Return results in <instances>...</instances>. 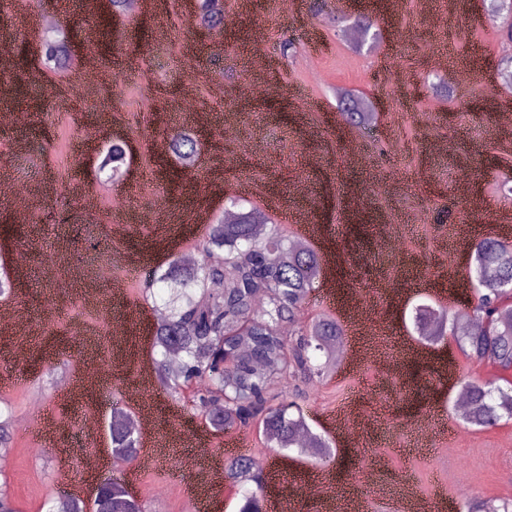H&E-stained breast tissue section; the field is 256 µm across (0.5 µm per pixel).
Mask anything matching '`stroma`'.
<instances>
[{
    "mask_svg": "<svg viewBox=\"0 0 512 512\" xmlns=\"http://www.w3.org/2000/svg\"><path fill=\"white\" fill-rule=\"evenodd\" d=\"M59 0H28L31 23L15 27L14 0H0V42L13 47L14 87L38 106L24 125L0 124V176L26 184L27 216L0 195V263L21 269L23 286L0 305L19 310L29 333L0 326V409L10 411L14 442L0 487L17 512H47L51 499L86 494L103 477L124 481L143 512H238L241 490L224 483L227 439L265 465L266 498L280 512H456L471 499L512 500V420L491 428L465 424L454 396L472 382L497 378L457 347L453 336L421 340L419 305L456 314L472 304L465 254L445 241L499 235L512 218V155L498 145L497 113L512 105V15L494 13L490 0H297L284 13L277 0H249L234 36L206 39L182 0L159 13L110 16L108 0L89 9L77 0L61 25L76 42L109 28L112 61L87 87L72 69L47 71L39 53L36 17ZM295 50L282 56L279 44ZM450 55L456 80L433 66L423 48ZM266 56V90L254 95L250 58ZM355 97L372 118L345 124L342 96ZM211 114L201 129L194 169L153 144L184 128L187 98ZM238 134L226 141V121ZM123 137L129 176L115 184L126 220L114 221L95 148ZM179 173L176 185L158 178L159 163ZM168 199L158 226L137 223L157 195ZM238 197L285 212L301 206L320 227L324 249L344 285L334 308L320 293L301 312L304 324L352 310L359 333L345 336L355 351L324 381L282 379L284 398L297 400L314 433L329 438L334 458L319 464L297 449L264 444L251 424L214 432L192 408L196 387L174 397L160 387L142 406L151 424L139 452L118 462L107 450L113 406L127 407L125 387L142 382L155 365L154 312L165 292L145 295L148 273L191 250L213 215ZM113 368L103 384L57 389L78 379L86 361ZM53 402L57 425L50 441L41 403ZM359 416L345 434L338 411ZM104 458L87 472V457ZM321 474L331 498L309 496Z\"/></svg>",
    "mask_w": 512,
    "mask_h": 512,
    "instance_id": "obj_1",
    "label": "stroma"
}]
</instances>
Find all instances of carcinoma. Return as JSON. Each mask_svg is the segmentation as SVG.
Masks as SVG:
<instances>
[{
	"label": "carcinoma",
	"mask_w": 512,
	"mask_h": 512,
	"mask_svg": "<svg viewBox=\"0 0 512 512\" xmlns=\"http://www.w3.org/2000/svg\"><path fill=\"white\" fill-rule=\"evenodd\" d=\"M224 0H199L198 24L220 32ZM72 35L62 27L44 36L48 46L45 60L58 64L71 58ZM170 149L179 159L195 156L192 136L176 133ZM237 222L224 223L220 216L208 225L202 243L203 259L193 267L176 258L151 274L150 282L169 291L164 302L166 318L154 330L152 347L160 353L158 384L168 394L181 393L191 380L202 386L193 401L194 409L214 431L223 433L259 419L266 440L278 448H296L321 460L331 458L328 441L311 435L304 448L296 436L310 432L302 410L281 398L271 377L295 375L323 379L335 364L330 346L343 335L335 318L322 316L298 332L283 333L286 322H298L321 272L320 254L312 247L300 248L283 225L231 200ZM470 270L476 287L471 317L483 323L477 335L456 336L465 355L478 364L488 363L502 371L512 370V306H498L512 295V243L496 236L477 240L472 249ZM222 287L214 288L212 284ZM448 310L423 306L418 324L439 321ZM171 352L181 356L179 373L166 370ZM471 411L466 423L480 428L512 420V382H473L466 385ZM115 459L127 461L138 452V435L126 424L125 410L112 407L109 426ZM225 478L234 486L252 488L243 494L239 512H263L262 472L250 456L232 457L224 468ZM47 512H83V504L63 497ZM99 512H140L127 499L118 483L104 492ZM463 512H512V500L496 505L469 501Z\"/></svg>",
	"instance_id": "carcinoma-1"
}]
</instances>
